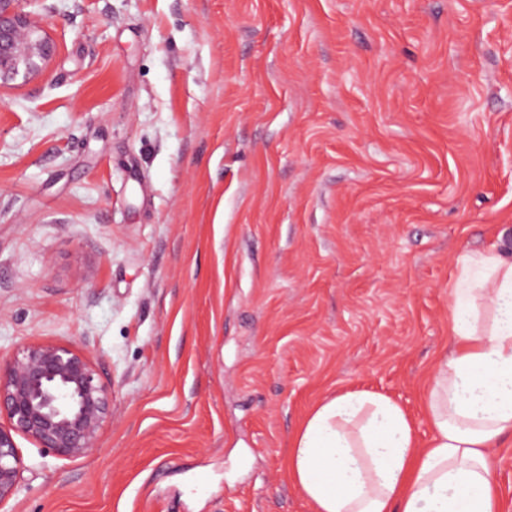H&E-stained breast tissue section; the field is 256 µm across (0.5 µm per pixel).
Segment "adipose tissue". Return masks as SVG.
<instances>
[{"instance_id":"obj_1","label":"adipose tissue","mask_w":512,"mask_h":512,"mask_svg":"<svg viewBox=\"0 0 512 512\" xmlns=\"http://www.w3.org/2000/svg\"><path fill=\"white\" fill-rule=\"evenodd\" d=\"M450 296L449 349L425 398L427 447L388 396L324 399L288 455L312 512H502L490 450L512 438V249L464 252Z\"/></svg>"}]
</instances>
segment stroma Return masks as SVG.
<instances>
[{
	"instance_id": "35a3bbf8",
	"label": "stroma",
	"mask_w": 512,
	"mask_h": 512,
	"mask_svg": "<svg viewBox=\"0 0 512 512\" xmlns=\"http://www.w3.org/2000/svg\"><path fill=\"white\" fill-rule=\"evenodd\" d=\"M0 93V356L73 345L97 448L10 512H311L288 438L421 401L463 250L512 242V0H34ZM34 0H0V93L41 79L58 45L39 15L25 8Z\"/></svg>"
}]
</instances>
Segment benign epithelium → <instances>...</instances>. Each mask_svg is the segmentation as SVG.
<instances>
[{
  "instance_id": "7a95c632",
  "label": "benign epithelium",
  "mask_w": 512,
  "mask_h": 512,
  "mask_svg": "<svg viewBox=\"0 0 512 512\" xmlns=\"http://www.w3.org/2000/svg\"><path fill=\"white\" fill-rule=\"evenodd\" d=\"M36 0H0V91L41 79L58 45ZM0 510L20 493L27 470L17 444L23 437L58 459L76 460L98 446L112 420V388L79 349L48 341L20 344L0 360Z\"/></svg>"
}]
</instances>
